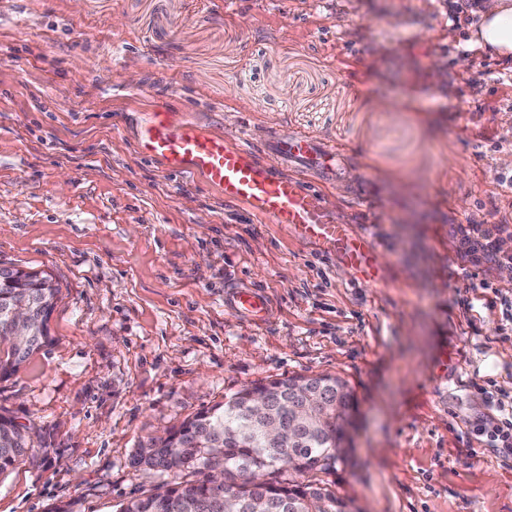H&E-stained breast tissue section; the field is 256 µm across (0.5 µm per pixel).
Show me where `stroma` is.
I'll return each mask as SVG.
<instances>
[{"label": "stroma", "mask_w": 512, "mask_h": 512, "mask_svg": "<svg viewBox=\"0 0 512 512\" xmlns=\"http://www.w3.org/2000/svg\"><path fill=\"white\" fill-rule=\"evenodd\" d=\"M480 0H0V267L61 290L53 341L0 379L44 463L0 512H117L163 478L131 464L250 384L335 375L351 450L321 479L357 512H512V458L476 436L512 395V280L457 252L512 237V59L467 42ZM167 106L234 143L340 148L320 186L374 233L384 284L137 150ZM263 292V325L229 289ZM501 224H478L457 228V251L464 258L469 255L479 261L481 258L490 257L495 251V235L501 230ZM483 241V242H482ZM472 260V259H471Z\"/></svg>", "instance_id": "stroma-1"}]
</instances>
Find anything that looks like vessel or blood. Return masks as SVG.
<instances>
[{"label":"vessel or blood","instance_id":"vessel-or-blood-1","mask_svg":"<svg viewBox=\"0 0 512 512\" xmlns=\"http://www.w3.org/2000/svg\"><path fill=\"white\" fill-rule=\"evenodd\" d=\"M261 145L280 155L287 173L263 166L249 146L201 131L164 107L149 112L138 131L139 150L166 169L201 176L226 202L244 205L268 223L289 225L300 236L342 257L367 281L379 283L376 238L332 219L307 183L311 177L321 183L335 180L342 166L341 154L293 131L271 133ZM230 298L241 314L257 323L270 306L264 294L251 288L233 289Z\"/></svg>","mask_w":512,"mask_h":512}]
</instances>
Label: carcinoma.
Wrapping results in <instances>:
<instances>
[{
    "label": "carcinoma",
    "mask_w": 512,
    "mask_h": 512,
    "mask_svg": "<svg viewBox=\"0 0 512 512\" xmlns=\"http://www.w3.org/2000/svg\"><path fill=\"white\" fill-rule=\"evenodd\" d=\"M60 288L43 272L0 268V377L16 374L31 357L51 342L49 321L59 299ZM25 306L35 322L34 333L13 340L8 322L10 310ZM294 378L270 380L255 386L269 392L272 409L266 418L249 413L251 388L244 387L228 400L197 412L165 435L150 437L138 445L132 465L168 476L156 491L129 500L120 512H224V501L238 500V508L254 495L242 479L246 471L270 476L262 495L273 502L291 501L295 512H353L352 503L316 480L305 483L279 478L284 472L308 474L331 470L338 457L334 445L344 434L332 436L305 430L296 440L279 445L263 437L267 423H290L293 401L288 387ZM321 385V399L336 403L341 390L342 405L354 409V396L347 384L330 375L312 377ZM32 426L0 413V476L18 465L37 461Z\"/></svg>",
    "instance_id": "cac0c4a2"
}]
</instances>
